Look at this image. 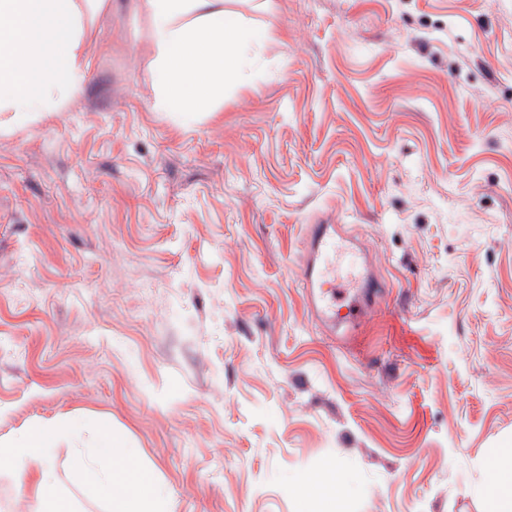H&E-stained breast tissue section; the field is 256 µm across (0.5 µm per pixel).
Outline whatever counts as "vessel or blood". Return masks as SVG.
Wrapping results in <instances>:
<instances>
[{"label":"vessel or blood","mask_w":512,"mask_h":512,"mask_svg":"<svg viewBox=\"0 0 512 512\" xmlns=\"http://www.w3.org/2000/svg\"><path fill=\"white\" fill-rule=\"evenodd\" d=\"M352 247L339 225L324 220L307 227L299 277L311 315L331 328L362 326L384 288L373 274V254L355 255Z\"/></svg>","instance_id":"vessel-or-blood-1"}]
</instances>
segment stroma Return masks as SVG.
<instances>
[{
    "label": "stroma",
    "mask_w": 512,
    "mask_h": 512,
    "mask_svg": "<svg viewBox=\"0 0 512 512\" xmlns=\"http://www.w3.org/2000/svg\"><path fill=\"white\" fill-rule=\"evenodd\" d=\"M276 42L157 109L140 0L86 33L84 90L0 112V438L55 430L76 512L97 421L165 512H492L512 442V0H235ZM387 287L345 343L307 309L308 225ZM10 466L0 512H41ZM486 481L478 489V493H490L495 501L494 512L512 511V462L504 464L500 457L487 460Z\"/></svg>",
    "instance_id": "1"
}]
</instances>
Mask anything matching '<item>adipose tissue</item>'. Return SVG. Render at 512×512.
Here are the masks:
<instances>
[{"mask_svg":"<svg viewBox=\"0 0 512 512\" xmlns=\"http://www.w3.org/2000/svg\"><path fill=\"white\" fill-rule=\"evenodd\" d=\"M109 0H0V112L43 111L46 95L63 89L67 98L82 92L85 30ZM150 15L161 51L157 79L162 87L158 109L193 112L224 93V83L240 75L248 47L272 41L249 29L225 0H141ZM50 432L32 429L0 440V465L19 466L28 493L47 512H68L55 490V474L44 453ZM100 452L112 460L110 471L78 459L84 481L105 496L112 512H162L151 492L152 479L136 467L127 451L113 443ZM512 457V448L503 456ZM489 458L481 492L491 494L494 512H512V464Z\"/></svg>","mask_w":512,"mask_h":512,"instance_id":"ef3b65f1","label":"adipose tissue"}]
</instances>
